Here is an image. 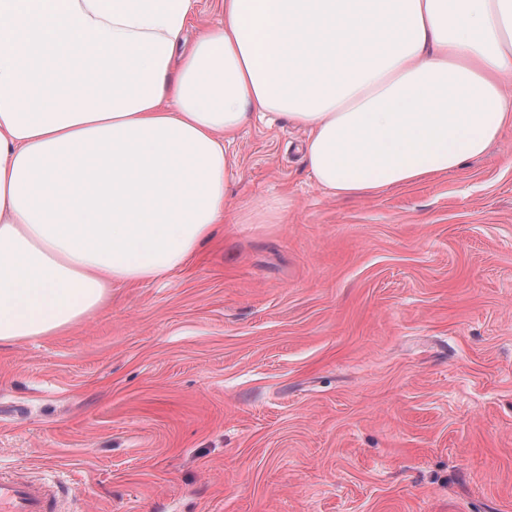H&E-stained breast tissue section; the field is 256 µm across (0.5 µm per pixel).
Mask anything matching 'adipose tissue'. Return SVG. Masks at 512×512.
Returning <instances> with one entry per match:
<instances>
[{
  "label": "adipose tissue",
  "instance_id": "obj_1",
  "mask_svg": "<svg viewBox=\"0 0 512 512\" xmlns=\"http://www.w3.org/2000/svg\"><path fill=\"white\" fill-rule=\"evenodd\" d=\"M0 0V343L184 267L255 116L338 197L420 184L512 129V0ZM218 0H197L194 6L188 37L193 40L200 32L214 28L219 21Z\"/></svg>",
  "mask_w": 512,
  "mask_h": 512
}]
</instances>
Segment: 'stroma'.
<instances>
[{"instance_id":"stroma-1","label":"stroma","mask_w":512,"mask_h":512,"mask_svg":"<svg viewBox=\"0 0 512 512\" xmlns=\"http://www.w3.org/2000/svg\"><path fill=\"white\" fill-rule=\"evenodd\" d=\"M305 137L242 131L182 270L0 344V473L66 512H512V129L357 198Z\"/></svg>"}]
</instances>
